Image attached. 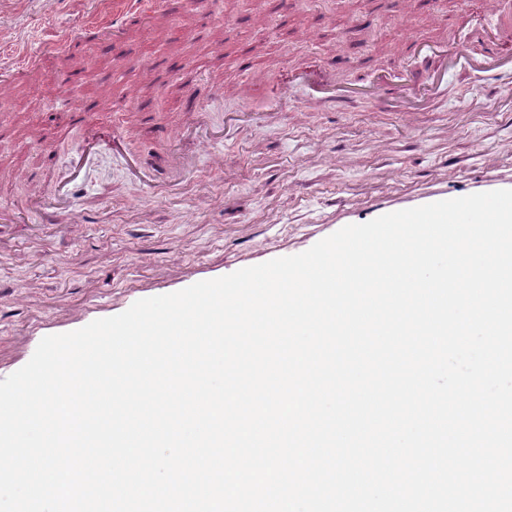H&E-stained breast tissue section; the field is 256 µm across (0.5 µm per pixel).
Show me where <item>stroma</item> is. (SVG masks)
<instances>
[{"mask_svg": "<svg viewBox=\"0 0 512 512\" xmlns=\"http://www.w3.org/2000/svg\"><path fill=\"white\" fill-rule=\"evenodd\" d=\"M113 0H0V52L27 48L33 68L0 69V204L30 193L69 203L27 240L0 228V363L26 358L38 337L17 330L86 299L121 305L127 281L179 275L186 263L232 272L263 253L317 237L336 193H385L391 175L456 179L494 168L512 173V0L489 15L483 0H151L140 18L107 24ZM69 48L55 50L61 35ZM413 46H406L407 38ZM467 64L448 68L444 51ZM333 63L336 87L371 88L442 73L439 92L416 103L414 124L376 98L330 107L316 73ZM290 83L284 112L270 118L253 77ZM211 86L209 146L185 127L183 97ZM89 127L124 132L116 150L85 154L70 179L72 145ZM182 128L179 140L159 137ZM177 152L164 196L129 174L140 152Z\"/></svg>", "mask_w": 512, "mask_h": 512, "instance_id": "stroma-1", "label": "stroma"}]
</instances>
